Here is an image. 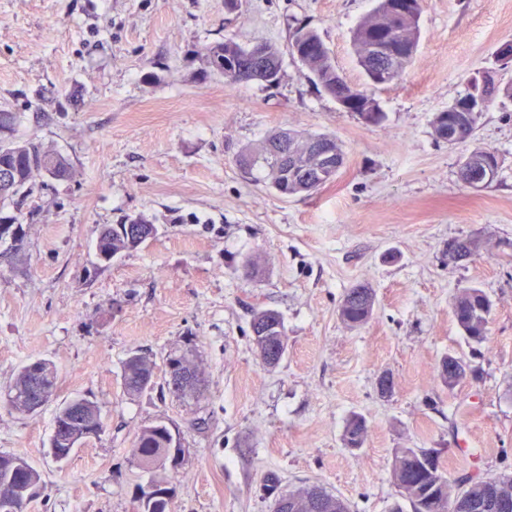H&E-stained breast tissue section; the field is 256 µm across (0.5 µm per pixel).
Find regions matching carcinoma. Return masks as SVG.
Here are the masks:
<instances>
[{"instance_id": "cac0c4a2", "label": "carcinoma", "mask_w": 512, "mask_h": 512, "mask_svg": "<svg viewBox=\"0 0 512 512\" xmlns=\"http://www.w3.org/2000/svg\"><path fill=\"white\" fill-rule=\"evenodd\" d=\"M402 0H378L376 9L364 17L353 30V41L357 48L360 67L367 80L383 69H391L388 83L398 80L411 65L412 52L417 48L419 39V17L422 8L405 13L398 11ZM271 67L255 75L224 72V63L238 68L252 69L249 47L228 38L205 46L201 54L207 69L211 73H224V83L228 87L253 81L268 87L279 84L282 61L277 47L270 43L259 45ZM301 51V63L309 72V79L320 86L327 94L336 96L337 85L354 91L362 106L371 112L372 123L378 124L384 117L380 101L364 89L351 87L334 64L329 49L320 35L308 24L298 21L292 31L290 53ZM474 79H469L467 91L448 107L438 113L432 122L437 139H444L445 129L458 132L456 142L448 145H462L470 140L476 130L478 117L469 112V100L475 97ZM331 143L336 149V160L345 162V152L336 138L320 133L306 134L292 129H281L268 136L255 149L247 148L239 155L238 163L251 171L257 165L267 172L270 185L283 196L309 194L335 179L336 173L329 172L314 163L309 152L310 145L318 140ZM294 159V166L305 172V176L288 174L284 170V161ZM459 162L465 168L458 169L460 180L482 183L490 186L501 168V157L494 149L480 148L464 154ZM50 167L61 180L71 176L68 161L33 140L12 139L11 147L0 148V172L7 170L17 180L18 192L13 195H0V220H17L21 217V205L33 192L37 180L43 177L41 168ZM149 236L142 238L127 233L109 231L104 237H98L100 262L107 265L112 255L125 253L137 248ZM452 254L451 262L458 264L471 256V242L460 238L448 244ZM375 293L367 284H358L348 289L340 305V316L350 326H359L367 322L373 314ZM269 310L262 309L253 313L251 321L252 338L260 357L264 358L271 349L286 340L285 334L274 330L258 337ZM492 313V304L484 292L474 286H465L457 290L453 300V315L460 329L471 340L485 343L489 340L488 324ZM167 363L182 372L181 379H163L162 384L146 382L155 375L156 364L145 354H133L123 364L122 384L124 392L130 397H138L148 390L160 387L183 401H197L203 396L202 377L193 354L185 352L168 358ZM57 389V374L54 365L46 360H37L22 367L8 388L7 405L19 413H34V400L39 393L52 395ZM172 423L159 419L140 429L134 444L136 466L151 474V483L157 490H169V474L176 473L188 462V456L180 457L175 449L185 447L174 443L171 433ZM54 427L58 428L56 437L51 439V447H68V438L103 431V422L98 405L86 398L75 397L61 406L54 417ZM368 436V426L364 417L353 415L346 423L343 441L347 448H360ZM416 448H401L395 455L392 476L401 496L411 508V512H454V504L460 493L466 492L474 499L498 495L512 500V476L489 477L470 471L460 475L455 481L448 480L442 471L430 472L417 455ZM10 483L22 496L35 498L42 482V474L26 459L12 454L0 453V484ZM290 499L299 502L295 512H350L349 505L343 499L331 495L319 486H303L286 493Z\"/></svg>"}]
</instances>
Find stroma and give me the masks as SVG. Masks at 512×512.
Listing matches in <instances>:
<instances>
[{"label":"stroma","instance_id":"stroma-1","mask_svg":"<svg viewBox=\"0 0 512 512\" xmlns=\"http://www.w3.org/2000/svg\"><path fill=\"white\" fill-rule=\"evenodd\" d=\"M377 0H0V108L22 115L15 135L65 157L70 179L38 185L25 237L0 257V397L14 373L54 363L57 390L33 414L0 401V452L28 460L43 481L26 512H138L148 473L136 469L139 429L164 418L183 433L188 463L171 478L173 512H272L280 491L316 484L352 512L399 501L397 449L441 448L447 477L462 467L512 475V101L496 98L473 139L451 147L432 120L512 41V0H425L420 39L403 77L379 87L377 125L343 111L288 52L306 21L354 85L352 43ZM232 38L283 50L278 86L226 87L201 49ZM292 128L334 135L346 153L336 178L284 198L243 172L239 153ZM496 149L491 186L457 175L464 150ZM142 215L155 235L109 265L100 229ZM477 239L469 262L448 243ZM260 259L248 277L242 265ZM372 286L374 312L352 327L346 289ZM475 286L493 308L488 342L468 340L452 310ZM283 320L287 353L273 369L251 339L254 311ZM192 351L200 401L152 390L127 396L122 365L136 351L164 375ZM474 375L455 388L443 358ZM394 380L381 395V374ZM96 401L105 422L68 461L50 453L65 401ZM365 417L360 450L345 448L350 415Z\"/></svg>","mask_w":512,"mask_h":512}]
</instances>
